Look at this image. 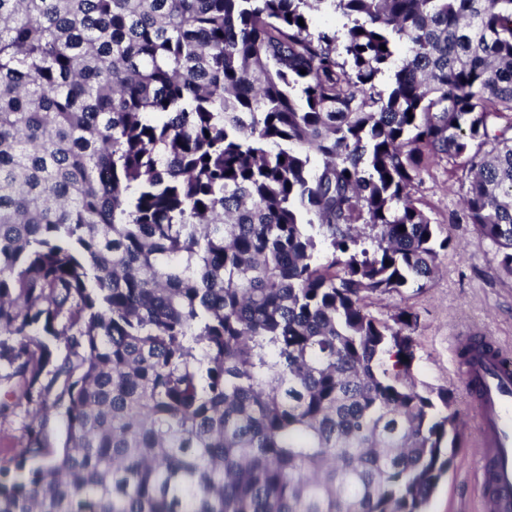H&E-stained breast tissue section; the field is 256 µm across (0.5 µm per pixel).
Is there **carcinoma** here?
<instances>
[{
    "label": "carcinoma",
    "mask_w": 512,
    "mask_h": 512,
    "mask_svg": "<svg viewBox=\"0 0 512 512\" xmlns=\"http://www.w3.org/2000/svg\"><path fill=\"white\" fill-rule=\"evenodd\" d=\"M431 157L512 274V0H0V512H425ZM16 405L6 417H0V455L11 452L24 433V424L30 419L29 408L23 400H13Z\"/></svg>",
    "instance_id": "carcinoma-1"
}]
</instances>
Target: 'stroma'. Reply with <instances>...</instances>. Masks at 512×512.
<instances>
[{"label": "stroma", "mask_w": 512, "mask_h": 512, "mask_svg": "<svg viewBox=\"0 0 512 512\" xmlns=\"http://www.w3.org/2000/svg\"><path fill=\"white\" fill-rule=\"evenodd\" d=\"M467 186L460 164L441 159L428 165L413 193L451 245L440 251L438 271L424 288L365 300L367 310L381 319H389L399 307L416 315L413 373L421 385L448 389L460 414L466 446L432 495L427 512H483L473 460L479 433L458 373L456 337L493 336L512 345V275L499 268L496 246L473 225L459 221Z\"/></svg>", "instance_id": "obj_1"}]
</instances>
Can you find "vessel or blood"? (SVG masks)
Wrapping results in <instances>:
<instances>
[{"mask_svg": "<svg viewBox=\"0 0 512 512\" xmlns=\"http://www.w3.org/2000/svg\"><path fill=\"white\" fill-rule=\"evenodd\" d=\"M482 439L476 451L491 512H512V353L495 343L464 358Z\"/></svg>", "mask_w": 512, "mask_h": 512, "instance_id": "obj_1", "label": "vessel or blood"}]
</instances>
